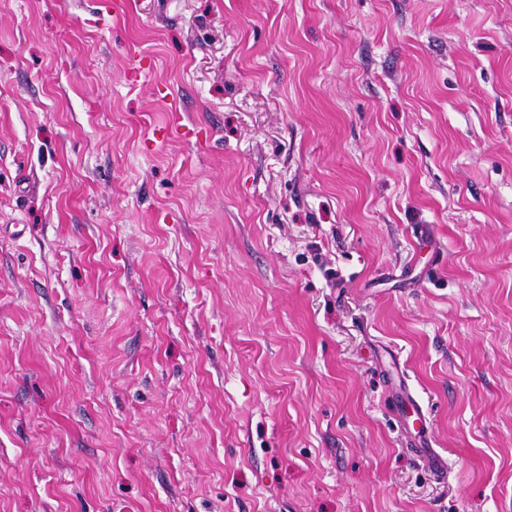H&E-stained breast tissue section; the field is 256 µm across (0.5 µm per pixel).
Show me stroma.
I'll return each mask as SVG.
<instances>
[{
	"instance_id": "35a3bbf8",
	"label": "stroma",
	"mask_w": 512,
	"mask_h": 512,
	"mask_svg": "<svg viewBox=\"0 0 512 512\" xmlns=\"http://www.w3.org/2000/svg\"><path fill=\"white\" fill-rule=\"evenodd\" d=\"M0 512H512V0H0Z\"/></svg>"
}]
</instances>
